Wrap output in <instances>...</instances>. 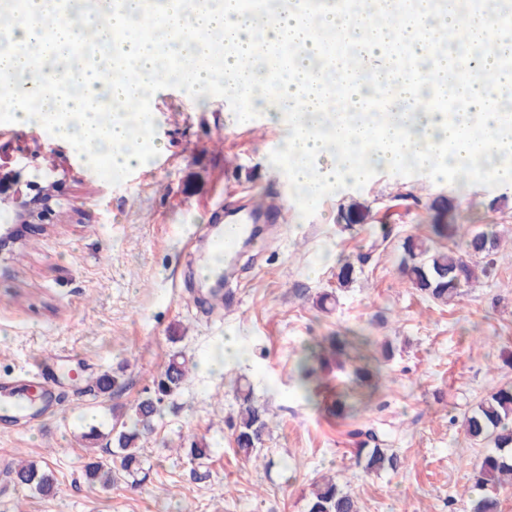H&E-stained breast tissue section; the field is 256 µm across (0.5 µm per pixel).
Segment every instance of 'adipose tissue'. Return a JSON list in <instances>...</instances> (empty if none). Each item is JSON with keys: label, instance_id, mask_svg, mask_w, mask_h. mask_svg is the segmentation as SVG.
Returning <instances> with one entry per match:
<instances>
[{"label": "adipose tissue", "instance_id": "ef3b65f1", "mask_svg": "<svg viewBox=\"0 0 512 512\" xmlns=\"http://www.w3.org/2000/svg\"><path fill=\"white\" fill-rule=\"evenodd\" d=\"M126 7L113 9L112 0H92L81 23L56 21L57 0H15L16 20L0 32V84L28 77L33 65L42 67V83L31 94L17 98L12 120L20 125L40 121L54 135L73 141L88 161L116 169L143 161V144L151 130V115L139 113L129 122L122 113L105 116L103 97L128 104L148 98L155 87L168 81L169 72L138 34L136 19L141 0H125ZM415 12L408 27L394 31L386 19H373L365 7L339 6L324 0L318 26L332 32L340 47H356L377 70L372 81L344 82L339 72L317 71L312 62L321 56L322 45L309 33L307 21L279 0L271 20L257 19L245 0H209L196 6L194 0H160L159 14L165 29L176 37L174 54L183 63L202 59L203 65L180 79L188 101L207 102L215 84L231 83L242 106L238 122H248L254 111H264L274 121L287 125L285 159L293 184L306 186L309 195L341 182L365 177V168L353 157L367 153L372 158L399 164L411 157L418 167L437 172L441 158H450L455 168L491 181H512V137L498 136L505 113L512 109V69L499 65L501 55H512V27L497 25L482 43L486 50L475 71L491 73L492 82L470 80L465 86L469 110L460 122L428 105L425 91L444 95L443 77L449 60L432 48L433 36L442 32L470 30L471 18L449 5L437 14L430 0H414ZM93 27L97 39L127 63L128 76H116L79 60L81 31ZM227 51L222 70L206 63L215 39ZM398 40L416 66L390 69L383 63L386 44ZM288 47L297 60L288 79L272 81L266 62L255 52L258 41ZM66 79L73 91L56 90ZM393 90L383 112H363L361 101L377 95L382 86ZM482 156L486 166L473 167Z\"/></svg>", "mask_w": 512, "mask_h": 512}]
</instances>
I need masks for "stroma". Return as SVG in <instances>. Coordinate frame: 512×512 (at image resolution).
<instances>
[{"mask_svg":"<svg viewBox=\"0 0 512 512\" xmlns=\"http://www.w3.org/2000/svg\"><path fill=\"white\" fill-rule=\"evenodd\" d=\"M144 108L154 115L149 158L112 172L87 166L72 141L0 113V164L14 166L20 150L32 149L22 177L43 182L41 145L58 148L66 170L57 193L64 219L31 231L0 265V407L26 390L30 365L55 383L51 409L0 416V512H305L311 483L326 473L361 512H473L472 465L486 446L461 421L490 392L512 386V183L472 178L460 187L444 173L379 163L365 181L307 200L289 181L284 127L261 111L251 126L234 124L239 104L223 86L201 108L164 82ZM440 196L452 243L467 231L501 237L489 274L447 307L398 271L404 237H432ZM258 204L284 206L285 220L261 229L228 285L231 302L217 300L197 272L214 219ZM350 205L357 220L347 228L337 214ZM376 224L390 225L387 242H376ZM342 259L356 270L346 288L336 283ZM324 292L337 298L332 311L316 305ZM336 335L367 337L369 362L381 369L359 412L341 418L303 398L296 370L307 344ZM229 336L240 353L212 370ZM175 350L194 368L143 444L145 481L90 485L89 450L105 454L112 424ZM118 370L126 389L99 393L97 378ZM240 380L273 418L265 466L235 453ZM89 408L99 416L93 426ZM93 427L100 437L91 448L83 435ZM368 428L384 433L398 471L357 466L352 434ZM194 436L211 450L205 464L184 452ZM20 457L52 471L54 495L13 482L9 467Z\"/></svg>","mask_w":512,"mask_h":512,"instance_id":"1","label":"stroma"}]
</instances>
